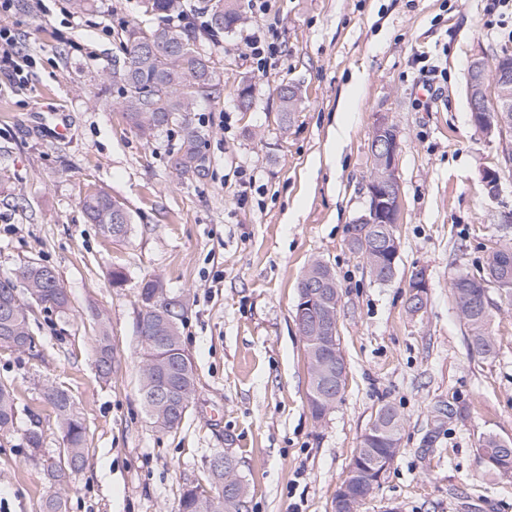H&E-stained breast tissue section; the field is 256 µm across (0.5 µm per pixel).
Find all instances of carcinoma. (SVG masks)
Wrapping results in <instances>:
<instances>
[{
    "mask_svg": "<svg viewBox=\"0 0 512 512\" xmlns=\"http://www.w3.org/2000/svg\"><path fill=\"white\" fill-rule=\"evenodd\" d=\"M151 9L164 18L181 8V0H150ZM239 0H215L213 7L203 5L200 10L209 16L210 28L230 31L240 20ZM197 36L188 29L176 30L168 26L141 31L133 26L126 31L128 66L112 76L119 85L121 100L115 107L122 112L128 124L143 136L176 122L177 113L194 111L196 99H217L221 82L214 68L204 63L206 57L197 48ZM181 143L170 158L171 173L203 177L206 174V156L201 150L204 134L189 120L181 122ZM88 220L99 226L102 234L112 239L127 236L132 216L123 203L102 190L96 189L82 200ZM509 264L512 267V246L496 250L488 263L495 271ZM319 277L338 288L336 276L321 262L312 263L304 278ZM22 281L29 300L19 298L16 281ZM459 315L467 325L470 345L484 356L495 352L490 331V314L484 305L486 287L467 276L460 275L452 283ZM64 313L69 299L53 270L38 263L19 267L14 276L0 278V347L17 351L31 350L35 339L30 330L32 305ZM138 327L142 336L140 378L141 400L155 426L169 430L185 419L195 386L193 361L184 349L179 325L186 315L185 305L175 298L165 299L163 283L157 278L142 281L139 291ZM97 371L103 379L112 376V347L109 336L98 337ZM62 430L63 454L72 465L70 473L82 470L87 463L86 428L76 416L74 403L63 389L54 388L47 394ZM17 410L13 391L0 385V431H9L17 424ZM375 427L393 426L394 431L357 448L350 466L365 469L376 456H391L399 440L402 419L391 405L381 406L372 421ZM480 461L492 473L501 467L512 468V443L495 435L484 437ZM48 488L42 498V512H67L64 495L69 479L49 473ZM231 489L218 492L212 501L211 512H243L245 487L230 483ZM179 512H202L201 498L196 488L183 491Z\"/></svg>",
    "mask_w": 512,
    "mask_h": 512,
    "instance_id": "carcinoma-1",
    "label": "carcinoma"
}]
</instances>
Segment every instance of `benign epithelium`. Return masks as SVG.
<instances>
[{"mask_svg": "<svg viewBox=\"0 0 512 512\" xmlns=\"http://www.w3.org/2000/svg\"><path fill=\"white\" fill-rule=\"evenodd\" d=\"M475 79L473 84L495 94L512 84V55L505 53L498 56L491 65L482 61L473 64ZM471 120L475 127L490 134L503 132L512 119L508 114L492 115L484 107V100L470 96ZM399 151L397 131L385 117L376 120L371 140V153L376 159V166L368 184L369 201L366 212L356 220L358 224L373 227L370 237L371 248L388 252L390 262H395L398 252L393 246L398 244L397 227L402 212L401 188L397 175L396 158ZM410 293L413 313L422 312L421 301L424 300L429 284L423 272L414 274ZM338 294L323 284L305 281L298 290L296 322L303 340L325 349L318 370L329 382L336 383V391H341L347 378V367L341 350L337 323ZM362 482V475L357 470L347 473L343 483L338 487V496L332 512H361L366 498L351 492V486Z\"/></svg>", "mask_w": 512, "mask_h": 512, "instance_id": "benign-epithelium-1", "label": "benign epithelium"}]
</instances>
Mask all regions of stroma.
Instances as JSON below:
<instances>
[{
    "label": "stroma",
    "mask_w": 512,
    "mask_h": 512,
    "mask_svg": "<svg viewBox=\"0 0 512 512\" xmlns=\"http://www.w3.org/2000/svg\"><path fill=\"white\" fill-rule=\"evenodd\" d=\"M494 0H269L243 9L211 39L191 19L221 78L220 100L188 118L204 133L205 177L174 178L181 129L142 138L108 109L127 26H176L139 0H15L0 24L26 59L24 82L0 73V277L26 262L52 268L71 311L35 309L37 339L0 348V384L13 389L15 429L0 432V512H40L46 469L62 432L49 387L71 396L87 428L88 462L67 491V512H177L184 489H214L209 462H234L247 512H330L375 412L395 407L400 450L362 512H512V479L479 462L486 435L512 441V294L489 291L495 353L473 350L452 295L460 275L483 276L491 252L512 245V133L471 121L469 70L512 48V11ZM277 54L265 71L247 56L252 34ZM438 66L430 79L425 64ZM254 88L241 111V81ZM298 84L290 123L277 91ZM348 130L329 138L340 112ZM395 126L403 219L394 277L376 281L348 242L365 213L378 117ZM67 122L65 135L54 129ZM500 173L488 193L484 168ZM255 182L238 204L241 174ZM106 189L129 209L121 239L87 223L84 195ZM339 287L337 321L347 384L315 420L308 364L295 323L297 286L314 261ZM121 269L123 286L110 284ZM424 271L422 313L408 311L409 280ZM160 278L182 296L180 336L197 380L178 429H157L140 399L138 289ZM107 331L112 377L96 371ZM447 417L436 418V409ZM38 427L44 444L27 448Z\"/></svg>",
    "instance_id": "stroma-1"
}]
</instances>
